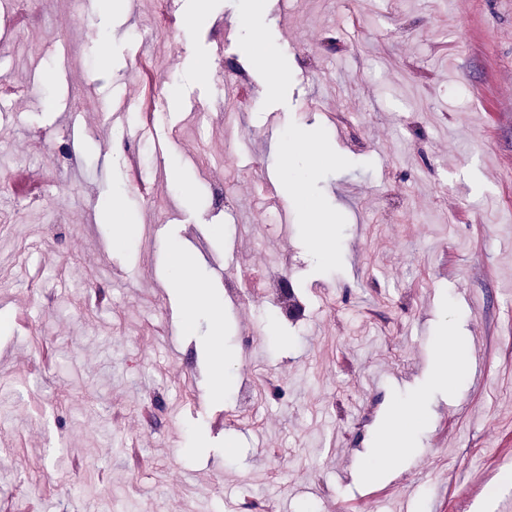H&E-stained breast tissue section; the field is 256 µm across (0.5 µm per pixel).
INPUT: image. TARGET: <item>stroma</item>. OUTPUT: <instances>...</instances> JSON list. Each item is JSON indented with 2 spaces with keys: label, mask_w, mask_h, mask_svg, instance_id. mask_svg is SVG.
Instances as JSON below:
<instances>
[{
  "label": "stroma",
  "mask_w": 512,
  "mask_h": 512,
  "mask_svg": "<svg viewBox=\"0 0 512 512\" xmlns=\"http://www.w3.org/2000/svg\"><path fill=\"white\" fill-rule=\"evenodd\" d=\"M176 2L159 26V0H42L33 31L0 0V512H512V0H262L274 91L245 0ZM147 59L158 118L136 139L108 114L141 123ZM239 91L234 138L196 118ZM299 133L311 154L284 167ZM314 205L336 215L328 262ZM174 250L224 301L218 398ZM277 270L302 316L268 300ZM445 326L466 362L436 388ZM414 404L411 453L375 454ZM335 221L321 207H313L305 222L307 239L313 249L323 260L332 258L331 239L335 233Z\"/></svg>",
  "instance_id": "1"
}]
</instances>
